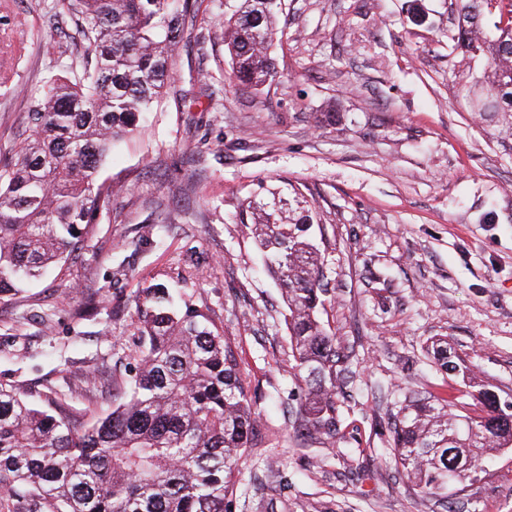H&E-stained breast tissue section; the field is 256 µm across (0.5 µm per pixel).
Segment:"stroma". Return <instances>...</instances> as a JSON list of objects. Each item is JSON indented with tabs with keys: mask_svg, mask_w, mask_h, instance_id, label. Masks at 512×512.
<instances>
[{
	"mask_svg": "<svg viewBox=\"0 0 512 512\" xmlns=\"http://www.w3.org/2000/svg\"><path fill=\"white\" fill-rule=\"evenodd\" d=\"M53 5L0 9V156L60 69ZM238 5L199 0L170 93L104 169L125 184L111 213L78 257L0 301V383L33 400L56 387L88 423L105 415L133 300L162 283L208 307L262 397L233 512H512L510 448L490 452L466 495L443 498L413 489L386 455L399 408L440 381L430 339L512 399V138L466 104L463 85L486 61L458 64L456 0H281V77L257 89L231 79L224 22ZM334 108L337 124L318 126ZM273 191L282 208L305 203L322 230V318L353 371L333 438L295 421L285 305L236 222Z\"/></svg>",
	"mask_w": 512,
	"mask_h": 512,
	"instance_id": "1",
	"label": "stroma"
}]
</instances>
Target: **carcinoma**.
I'll use <instances>...</instances> for the list:
<instances>
[{"mask_svg":"<svg viewBox=\"0 0 512 512\" xmlns=\"http://www.w3.org/2000/svg\"><path fill=\"white\" fill-rule=\"evenodd\" d=\"M458 2L459 55L487 61L472 111L512 136V0ZM57 4L85 54L67 59L29 100L25 137L0 159V299L76 255L112 210L122 186L102 170L160 106L197 0ZM277 37V0H241L224 23L238 83L280 78L270 52ZM238 219L285 296L303 427L333 438L348 355L319 317L330 289L311 212L269 213L250 202ZM134 316L137 339L112 368V411L93 424L55 392L37 404L0 383V512H230L238 462L255 447L261 416L238 353L208 308L178 302L163 284L139 292ZM427 352L442 391L399 409L389 455L419 491L439 495L452 480L461 494L483 471L486 451L512 443V403L478 389L481 414L453 413L452 389L474 383L473 364L448 355L443 338Z\"/></svg>","mask_w":512,"mask_h":512,"instance_id":"1","label":"carcinoma"}]
</instances>
